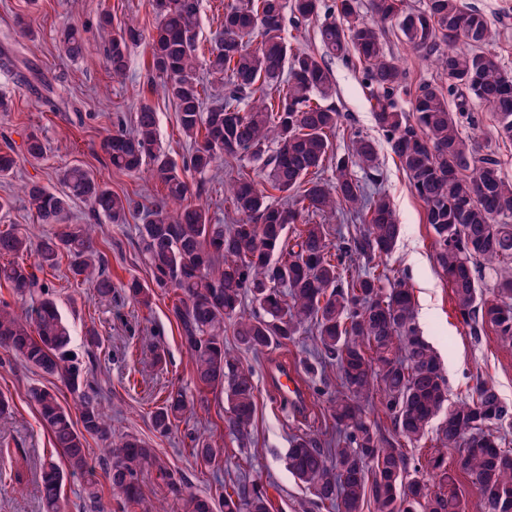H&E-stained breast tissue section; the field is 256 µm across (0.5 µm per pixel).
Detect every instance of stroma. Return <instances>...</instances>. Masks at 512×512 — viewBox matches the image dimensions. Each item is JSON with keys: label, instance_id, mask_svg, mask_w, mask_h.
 <instances>
[{"label": "stroma", "instance_id": "obj_1", "mask_svg": "<svg viewBox=\"0 0 512 512\" xmlns=\"http://www.w3.org/2000/svg\"><path fill=\"white\" fill-rule=\"evenodd\" d=\"M489 19L496 50L505 66L512 68V0H469ZM109 12L113 29L136 23L146 40L132 49L123 81H113L105 60L104 41L98 21ZM158 19L153 0H0V45L16 55V66H0V98L9 109L0 112V150L20 153L26 137L37 134L46 146L43 158L22 157L12 180L0 182V197L11 199L9 212L0 213V226L19 224L35 234L51 232L38 223L21 193V185L36 181L55 189L61 168L79 164L93 171L111 187L135 201L157 200L161 185L149 172L131 174L116 170L102 149L112 132L115 117H122L124 130H132L140 105H150L158 114V136L163 149L179 159L188 153L180 133L175 103L164 92L152 70L148 44ZM78 28L89 44L79 60H70L61 43L65 28ZM390 51L402 60L411 85L438 82L442 76L430 62L418 57L396 31L386 33ZM341 126L332 138L333 148L344 151L350 132L374 140L384 171L382 186L401 223V234L392 253L381 265L407 277L416 302L417 320L441 356L448 380V399L455 402L471 393L477 381L493 384L501 399L512 405V344L501 342L494 332L471 335L458 319L451 289L436 263L433 232L426 208L410 187L405 173L391 154L383 133L376 127L364 95L361 69L332 59ZM137 216L124 224L102 225L98 236L108 259L107 272L116 287L111 301L99 300L93 288L73 278L67 264L46 270L61 314L72 331L71 351L82 361L95 364V379L112 418V439L132 435L156 448L173 470L184 478L189 492L209 494L219 483L239 476L264 486L273 503L272 512H311L312 496L288 471L286 453L292 436L309 434L327 439L331 420L326 409L327 391L338 384L336 369L319 364L315 342L305 334L290 344L265 353L239 350L244 365L254 370L256 414L247 446L224 429V397L211 393L194 407L189 422L163 436L156 433L150 413L173 388H183L196 398L199 390L189 357L181 345L178 327L170 315L171 297L157 292L151 308L140 309L126 298L122 286L131 279L146 282L148 268L142 263L136 226ZM96 330L102 344L96 352L86 345L88 330ZM167 352V364L150 368L156 346ZM285 364L298 377L305 405L297 411L279 406L270 389L268 370ZM56 378L26 366L0 350V394L10 408L0 416V449L7 451L20 478L14 486L0 487V512H44L39 468L51 445L28 391L33 386L58 387ZM214 437L224 448L220 465H208L191 456L192 436Z\"/></svg>", "mask_w": 512, "mask_h": 512}]
</instances>
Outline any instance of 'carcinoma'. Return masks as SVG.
<instances>
[{
    "mask_svg": "<svg viewBox=\"0 0 512 512\" xmlns=\"http://www.w3.org/2000/svg\"><path fill=\"white\" fill-rule=\"evenodd\" d=\"M154 10L160 24L151 42L152 70L175 101L179 130L193 149L180 164L172 159L159 144L157 113L147 104L140 106L132 132L117 129L103 142L112 167L149 170L163 186L165 203L174 207L142 206L137 233L151 283L127 282L128 300L148 309L156 291L173 293L171 314L193 380L201 391L224 394L225 428L242 442L254 420L256 384L253 371L224 344L225 325L238 346L255 354L313 328L321 358L336 365L340 378L328 399L336 437L322 448L307 434L294 436L287 465L311 491L318 512H462L460 472L476 488L482 512H512V448L498 435L499 426L512 424V407L488 382L448 404V382L417 326L406 279H393L385 269L354 268L356 257L391 253L400 224L381 190L374 142L353 132L338 153L331 141L341 125L340 111L329 103L336 81L327 58L336 57L365 74L375 125L426 206L437 265L462 323L474 336L490 328L511 344L512 276L501 270L512 265V180L473 132L472 107L488 106L497 138L512 143V70L488 49L491 32L483 12L466 0H422L418 6L369 0L366 13L359 0H228L202 61L199 0H154ZM313 18L320 20L321 54L293 48L283 37L286 23L298 28ZM393 27L448 85H408L386 49L384 36ZM142 40L134 24L110 35L106 61L112 78L126 76L130 50ZM64 44L72 57L87 49L75 29L64 33ZM202 63L214 79L226 80L224 99L206 110V88L197 77ZM402 94L409 97L407 110L398 103ZM241 155L263 161L266 185L285 203H272L254 178L243 175L230 188L239 219L224 225L190 198L202 196L217 162ZM327 161L332 175L324 179ZM18 162L12 151H0V179L10 178ZM189 172L197 176L193 183ZM59 183V191L35 181L22 186L38 222L56 225L52 232L36 237L16 224L0 230V257L12 258L0 265V280L27 305L20 313L0 304V349L59 378L79 410L77 427L60 391L29 390L55 450L40 468L44 512H66V470L84 477L98 512H110L86 444L89 438L111 440V418L90 368L69 357L71 330L36 271L67 258L74 276L99 299H111L97 225L67 223L70 203L84 200L95 217L111 224L127 223L139 204L80 165L61 170ZM333 212L363 226L336 250L328 225L306 220ZM28 255L34 264L23 261ZM191 410L187 395L172 389L151 412V425L165 436ZM379 412L393 426L391 441L371 418ZM435 419L437 454L410 462L404 447L425 439ZM450 450L457 452L453 465ZM192 451L207 463L224 457V449L208 440L196 442ZM110 452L107 478L126 505L143 504L140 475L152 468L183 512L271 510L266 490L255 481H240L217 497L188 492L156 449L135 437Z\"/></svg>",
    "mask_w": 512,
    "mask_h": 512,
    "instance_id": "1",
    "label": "carcinoma"
}]
</instances>
